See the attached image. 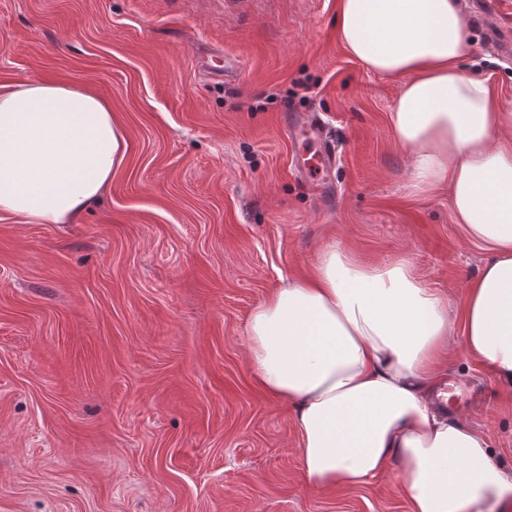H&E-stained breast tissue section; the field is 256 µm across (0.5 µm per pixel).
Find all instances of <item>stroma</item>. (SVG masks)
<instances>
[{
  "mask_svg": "<svg viewBox=\"0 0 512 512\" xmlns=\"http://www.w3.org/2000/svg\"><path fill=\"white\" fill-rule=\"evenodd\" d=\"M338 0H0V83L85 87L128 151L68 224L0 220V512H409L387 476L316 488L294 411L255 382L245 324L320 247L409 256L461 313L487 254L447 186L419 193L389 111L401 81L343 47ZM465 71L512 110V64L469 19ZM227 77L214 76L224 61ZM339 162L315 201L288 124ZM463 418L512 466V393L448 341ZM289 132L292 135H303L308 139L314 141L318 145V149L313 155L317 157V164L314 170H319V175L322 176L324 173L325 177L329 175L336 166V153L331 143L328 133L325 127L321 124L320 119L314 114L304 117H296L289 126ZM312 158H304L301 155L296 156V166L298 168L305 169L308 166V162Z\"/></svg>",
  "mask_w": 512,
  "mask_h": 512,
  "instance_id": "stroma-1",
  "label": "stroma"
}]
</instances>
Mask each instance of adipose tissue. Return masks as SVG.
<instances>
[{
    "mask_svg": "<svg viewBox=\"0 0 512 512\" xmlns=\"http://www.w3.org/2000/svg\"><path fill=\"white\" fill-rule=\"evenodd\" d=\"M336 28L369 71L402 78L389 112L416 189L450 187L455 223L489 254L466 286L464 351L512 390V111L461 60L457 0H340ZM126 131L96 94L59 83L0 85V215L64 224L122 165ZM448 298L403 256L366 266L324 246L309 278L275 289L245 325L257 384L295 410L308 483L351 489L388 474L410 512H476L512 498V467L437 408Z\"/></svg>",
    "mask_w": 512,
    "mask_h": 512,
    "instance_id": "adipose-tissue-1",
    "label": "adipose tissue"
}]
</instances>
